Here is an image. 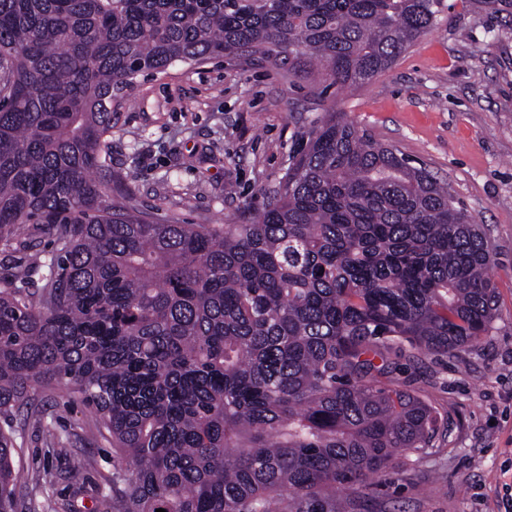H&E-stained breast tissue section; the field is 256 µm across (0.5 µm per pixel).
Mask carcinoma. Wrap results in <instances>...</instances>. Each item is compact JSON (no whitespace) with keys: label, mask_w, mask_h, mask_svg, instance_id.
Instances as JSON below:
<instances>
[{"label":"carcinoma","mask_w":512,"mask_h":512,"mask_svg":"<svg viewBox=\"0 0 512 512\" xmlns=\"http://www.w3.org/2000/svg\"><path fill=\"white\" fill-rule=\"evenodd\" d=\"M443 0H0V415L56 383L115 452L110 512H350L411 482L436 411L386 353L479 345L493 247L426 167L334 111L246 224H169L112 201V90L176 62L318 63L363 86ZM381 360L376 364L375 360ZM0 430V512H16Z\"/></svg>","instance_id":"obj_1"}]
</instances>
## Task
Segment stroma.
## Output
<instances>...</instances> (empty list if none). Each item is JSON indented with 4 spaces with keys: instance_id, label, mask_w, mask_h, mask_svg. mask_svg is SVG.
I'll use <instances>...</instances> for the list:
<instances>
[{
    "instance_id": "35a3bbf8",
    "label": "stroma",
    "mask_w": 512,
    "mask_h": 512,
    "mask_svg": "<svg viewBox=\"0 0 512 512\" xmlns=\"http://www.w3.org/2000/svg\"><path fill=\"white\" fill-rule=\"evenodd\" d=\"M438 23L369 84L340 89L317 74L220 58L176 63L112 97V198L175 224H237L263 207L329 109L347 113L412 165L448 184L495 246L496 318L482 343L414 362L388 358L403 389L440 417L419 482L376 478L354 512H501L512 497V14L443 0ZM45 423L18 430L16 512H106L127 464L79 395L56 386ZM51 473L42 493L36 480Z\"/></svg>"
}]
</instances>
